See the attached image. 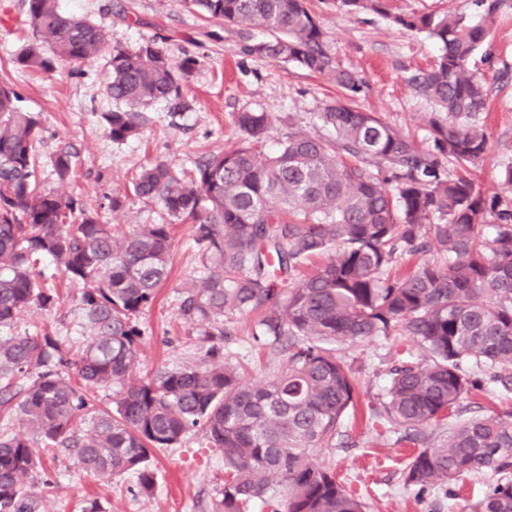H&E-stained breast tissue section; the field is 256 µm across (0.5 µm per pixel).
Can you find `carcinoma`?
I'll return each instance as SVG.
<instances>
[{"instance_id":"1","label":"carcinoma","mask_w":512,"mask_h":512,"mask_svg":"<svg viewBox=\"0 0 512 512\" xmlns=\"http://www.w3.org/2000/svg\"><path fill=\"white\" fill-rule=\"evenodd\" d=\"M33 39L16 55L25 68L89 63L108 55L106 88L125 110L102 118L114 142L137 139L135 109L163 101L171 112L189 107L185 82L196 66L176 68L152 38L133 49L107 51L105 29L62 13L57 0H25ZM228 25L258 28L270 38L243 46L247 55L287 62L328 76L340 96L318 120L335 138L290 131L278 149L262 151L274 127L268 112L234 117L242 144L201 155L177 172L162 161L132 175L136 197L161 206L165 218L193 228L204 258L200 288L181 292L189 321L261 310L254 340L287 351L267 385L242 380L213 346L194 366L133 376L142 330L134 318L149 308L172 264L173 224H139L117 235L100 210L124 206L120 196L94 209L79 194L41 187L42 123L18 106V93L0 81V328L35 309L60 303L62 274L79 288L91 336L74 356L45 331L0 336V417L22 430L0 436V512H38L49 482L33 491L40 448H64L75 465L102 481L128 472L142 492L154 488L157 449L174 448L193 430L224 453V487L215 512H364L361 498L312 453L343 436L357 408L354 372L336 346L400 336L412 352L389 370L384 398L368 405L374 430L400 429L414 442L451 409L483 390L467 372L472 362L512 393V201L486 196L472 177L489 130L485 81L470 60L487 37L493 0H471L472 15L405 12L390 16L441 46L409 85L437 106L428 121L432 148L355 106L364 92L359 74L329 53L326 34L306 0H186ZM352 14H388L387 0H330ZM456 165L449 173L447 163ZM54 171L66 182L75 155L61 150ZM439 261L394 273L404 255L431 250ZM323 266L278 291L314 257ZM118 388L113 409L86 419L93 392ZM492 470L499 481L469 512H512V410L466 419L438 444L413 455L406 484L422 490L465 474Z\"/></svg>"}]
</instances>
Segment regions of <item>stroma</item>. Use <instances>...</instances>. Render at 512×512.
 Returning a JSON list of instances; mask_svg holds the SVG:
<instances>
[{
  "instance_id": "35a3bbf8",
  "label": "stroma",
  "mask_w": 512,
  "mask_h": 512,
  "mask_svg": "<svg viewBox=\"0 0 512 512\" xmlns=\"http://www.w3.org/2000/svg\"><path fill=\"white\" fill-rule=\"evenodd\" d=\"M69 15L104 27L109 45L135 48L151 37L160 38L172 66L196 58L189 78L185 111L172 115L164 102L139 109L140 138L115 143L105 131L103 113L118 109L106 91V61L86 64L60 63L49 71L19 67L14 58L23 41L30 39L24 0H0V79L11 82L20 95L22 110L39 117L44 127L40 147L39 178L43 187L60 193H77L91 205L103 196L124 197V207L109 214L116 231L135 224L161 220L157 204L132 193V175L159 160L180 171L207 152L220 153L238 146L242 135L234 125L236 113L256 110L272 113L276 129L265 152H274L289 128L319 136L325 129L317 119L338 90L324 75L247 55L246 40L265 39L262 30L226 25L203 17L185 0H59ZM309 7L326 33L333 56L360 74L367 89L357 105L374 112L386 123L428 147V121L436 107L416 93L407 76L427 68L440 48L431 38L393 24L376 13L352 15L333 7L329 0H309ZM488 87V108L482 118L490 130L485 158L474 170V179L488 196L507 194L500 180L504 166L512 165V0H499L496 23L470 61ZM74 153L76 178L60 182L51 159L59 150ZM171 273L160 287L154 304L137 319L142 331L137 377L146 378L164 369L197 363L205 349L203 328L182 318L178 294L199 285L202 257L192 228L173 227ZM60 306L37 310L10 330L11 335L46 330L81 345L89 336L79 308L78 293L57 277ZM253 313L224 320V360L240 369L250 383L272 381L283 353L256 345L250 329ZM399 337L380 336L340 346L339 357L357 372L360 407L377 402L388 382L387 369L394 363ZM479 377L488 375L478 368ZM512 409V394L504 395L493 383L472 394L452 409L450 421ZM341 442L332 443L311 459L314 466H334L348 489L360 495L365 512H464L468 504L496 484L497 474L482 470L464 475L451 487L426 492L407 486L403 468L414 449L403 431L378 432L355 417H348ZM41 478L55 489L39 512H81L85 502L97 500L100 512H212L224 485V455L210 447L204 435H187L178 447L157 450L150 465L155 473L152 493H142L135 475L127 474L105 484L80 471L65 449L44 452Z\"/></svg>"
}]
</instances>
